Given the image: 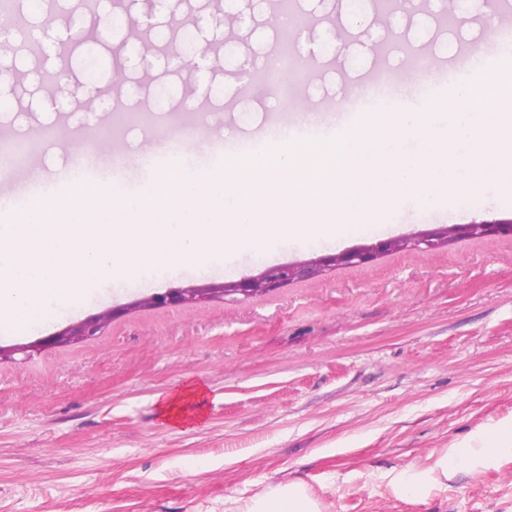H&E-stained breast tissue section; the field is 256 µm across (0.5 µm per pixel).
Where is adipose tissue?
I'll return each mask as SVG.
<instances>
[{
    "instance_id": "ef3b65f1",
    "label": "adipose tissue",
    "mask_w": 512,
    "mask_h": 512,
    "mask_svg": "<svg viewBox=\"0 0 512 512\" xmlns=\"http://www.w3.org/2000/svg\"><path fill=\"white\" fill-rule=\"evenodd\" d=\"M205 394L202 383L188 382L161 401L162 419L179 430L191 427L195 419L187 408L201 401ZM507 460H512V420L474 433L464 444L444 449L431 462L408 464L388 474L387 479L397 498L418 501L459 472L477 477ZM224 512H323V505L308 485L287 480L267 486L246 499H226Z\"/></svg>"
}]
</instances>
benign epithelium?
<instances>
[{"mask_svg":"<svg viewBox=\"0 0 512 512\" xmlns=\"http://www.w3.org/2000/svg\"><path fill=\"white\" fill-rule=\"evenodd\" d=\"M468 236H512V219L497 222H480L460 225L451 229H441L420 236L407 237L401 240H383L371 245L350 248L342 253L312 259L306 262L282 264L270 267L259 274L241 281H228L208 286L179 288L163 293L151 294L136 302L143 307H163L167 305L195 304L214 299H225L228 296L243 295L246 297L263 294L280 288L289 282L312 278L319 275L325 268L343 264H364L373 261L378 255L397 249L423 248L431 250L448 242V231ZM114 315L110 310L92 315L76 324H72L59 332L38 338L26 344L10 347L0 346V361L10 359L18 353L40 351L54 346H65L83 341L96 335L104 324Z\"/></svg>","mask_w":512,"mask_h":512,"instance_id":"benign-epithelium-1","label":"benign epithelium"}]
</instances>
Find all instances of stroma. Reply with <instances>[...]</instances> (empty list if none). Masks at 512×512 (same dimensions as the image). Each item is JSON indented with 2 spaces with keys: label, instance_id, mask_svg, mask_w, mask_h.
<instances>
[{
  "label": "stroma",
  "instance_id": "obj_1",
  "mask_svg": "<svg viewBox=\"0 0 512 512\" xmlns=\"http://www.w3.org/2000/svg\"><path fill=\"white\" fill-rule=\"evenodd\" d=\"M309 64L296 99L275 87L241 90L240 57L216 43L234 34L251 62L266 63L280 37L274 0H105L113 26L78 0L22 6L0 28V140L48 138L45 151L0 172V204L77 168L92 145L103 168L119 164L125 188L146 197L161 169L127 157L171 145L188 171H224L213 146L265 138L298 117L336 122V107L382 67L403 77L405 101L423 103L415 60L457 76L487 65V35L512 0H458L467 17L451 29L437 0L385 14L378 0H294ZM87 35L64 66L71 84L112 93L116 110H154L153 126L105 135L79 100L51 108L52 64L27 32ZM193 38L201 77L178 58ZM125 83L114 86V71ZM512 219L495 176L466 197L421 205L400 197L382 229L332 242L288 241L268 258L241 249L224 265L134 284L106 283L39 331L0 332L24 344L112 311L90 339L0 361V512H224L228 498L286 480L312 488L324 512H512V461L481 480L459 474L413 502L393 496L387 474L437 457L479 429L512 418V238L459 237L435 251L404 249L340 265L259 295L197 306L133 308L176 288L236 281L263 269L441 227ZM202 382V422L163 424L160 398Z\"/></svg>",
  "mask_w": 512,
  "mask_h": 512
}]
</instances>
